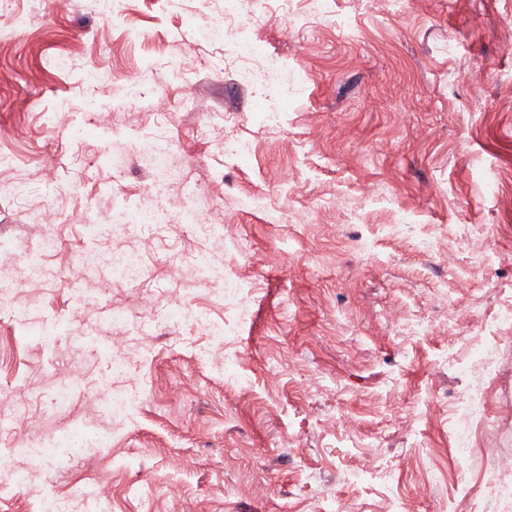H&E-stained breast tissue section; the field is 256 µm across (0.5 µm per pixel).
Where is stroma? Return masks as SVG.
Returning <instances> with one entry per match:
<instances>
[{
    "mask_svg": "<svg viewBox=\"0 0 512 512\" xmlns=\"http://www.w3.org/2000/svg\"><path fill=\"white\" fill-rule=\"evenodd\" d=\"M14 7L29 26L0 41V184L31 192L0 193V475L37 480L0 512H512L487 489L512 456V0H248L250 59L197 42L217 0ZM271 58L287 92L242 82ZM159 102L185 164L158 201L202 192L203 226L113 232L151 175L138 144ZM131 248L145 271L116 280ZM202 251L231 287L190 276ZM177 299L195 320L170 319ZM51 321L53 341L29 335ZM478 347L498 366L464 456ZM73 430L77 454L30 453Z\"/></svg>",
    "mask_w": 512,
    "mask_h": 512,
    "instance_id": "35a3bbf8",
    "label": "stroma"
}]
</instances>
